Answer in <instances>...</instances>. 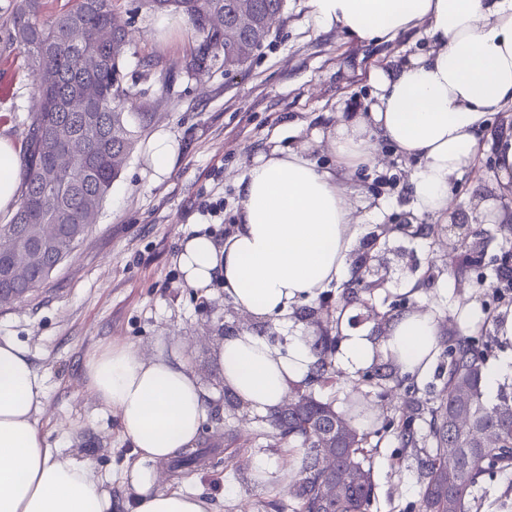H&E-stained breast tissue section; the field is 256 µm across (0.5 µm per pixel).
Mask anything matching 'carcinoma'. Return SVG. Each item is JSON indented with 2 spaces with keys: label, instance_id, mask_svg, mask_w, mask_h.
Segmentation results:
<instances>
[{
  "label": "carcinoma",
  "instance_id": "cac0c4a2",
  "mask_svg": "<svg viewBox=\"0 0 512 512\" xmlns=\"http://www.w3.org/2000/svg\"><path fill=\"white\" fill-rule=\"evenodd\" d=\"M119 0H75L71 8L50 20L41 19L43 0H16L10 15V38L30 60L34 77L50 70V85L37 83L39 106L33 114L27 140L21 201L17 211L0 224V238L10 243L28 229L56 227L46 264H34L23 253L0 254V267L10 262L22 270L19 283L0 278V292L17 288L29 292L50 275V268L67 259L99 216L102 204L119 177L133 145L126 113L119 102L131 96L122 83L126 31L115 22ZM239 0H143L154 13L181 12L198 39L184 69L205 72L210 61L224 52V74L243 67L269 36L268 22L280 13L284 0H249L254 26L240 32L251 46L243 54L224 41V28L235 24ZM107 31L110 37L99 40ZM83 83L93 84L98 97L88 112H70L66 99ZM65 130L75 153L67 160L44 149L43 141ZM55 172L62 190L53 191L43 176ZM358 266L336 304L340 309L363 289ZM337 336L325 328L313 342L317 361L302 384L291 387L290 404L265 417L262 434L270 448H291L296 469L288 500L265 502L270 512H370L375 499L372 438L393 432L402 445L420 458L418 512H471L475 491L490 472L512 469V386L497 401H484L485 344L475 336L451 335L443 356L447 378L440 398L422 403L409 398L401 415L384 417L381 425L361 400L339 412L330 400L316 396L314 387L340 384L331 356ZM391 374L372 367L364 381L385 394Z\"/></svg>",
  "mask_w": 512,
  "mask_h": 512
}]
</instances>
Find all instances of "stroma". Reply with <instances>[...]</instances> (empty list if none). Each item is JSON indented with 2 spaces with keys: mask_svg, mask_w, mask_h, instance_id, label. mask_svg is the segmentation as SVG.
<instances>
[{
  "mask_svg": "<svg viewBox=\"0 0 512 512\" xmlns=\"http://www.w3.org/2000/svg\"><path fill=\"white\" fill-rule=\"evenodd\" d=\"M0 0V136L26 145L31 116L38 108L35 81L17 46L8 42L7 8ZM128 32L123 73L131 90L125 105L135 144L84 241L24 301L0 308V336L26 345L45 377L46 396L39 423L62 461L89 463L113 500L131 498L123 472L134 462L117 418L101 409L84 387L83 364L99 347L129 343L146 356L158 348L185 354L213 411L200 447L235 459L228 467H189L180 478L157 473L155 487L194 491L210 512H257L259 502L284 494L292 480L288 451L262 449L266 428L224 386L216 355L220 336L253 327L271 344L287 348L295 333L317 336L310 309L258 325L226 304L220 291L200 294L184 284L178 243L205 233L223 238L235 223L238 181L255 157L276 146H300L327 133L338 112L363 106L372 69L426 49L423 29L390 42L364 45L337 29L313 21L308 0H285L262 49L241 72L225 76L223 66L193 78L182 68L196 35L193 28L156 31V15L138 0H120L117 14ZM167 131L179 145L169 174L155 178L145 162L149 139ZM379 163L353 178L360 232L353 256L368 255L367 281L374 288L365 302L350 306L348 328L381 341L389 315L416 309L431 313L441 334L459 331L467 311L478 322L470 334L485 336L486 364L512 357L498 326L512 314V290L497 286L504 258L495 213L512 211V192L501 190L491 150H483L473 172L451 190L447 217L416 213L408 197L412 166L378 143ZM464 225L468 247L482 248L483 262L455 277L448 258V227ZM418 281L420 294L407 292ZM366 395L374 414L401 408L405 386L388 399L362 382L360 373L342 372L341 385L321 390L345 409L351 392ZM375 500L371 512H410L419 499L418 462L386 436L374 458ZM472 512H512V471L483 482Z\"/></svg>",
  "mask_w": 512,
  "mask_h": 512,
  "instance_id": "1",
  "label": "stroma"
}]
</instances>
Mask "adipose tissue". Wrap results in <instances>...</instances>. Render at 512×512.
I'll use <instances>...</instances> for the list:
<instances>
[{
	"mask_svg": "<svg viewBox=\"0 0 512 512\" xmlns=\"http://www.w3.org/2000/svg\"><path fill=\"white\" fill-rule=\"evenodd\" d=\"M323 29L358 42H382L424 28L429 53L374 69L364 110L337 115L326 146L338 167L377 161L376 142L415 161L408 184L418 213L447 212L454 179L470 172L489 138L488 117L512 104V0H309ZM20 149L0 137V211L15 209ZM236 224L229 236L183 238L178 264L189 287H220L225 303L262 323L346 280L358 234L352 193L319 169L307 149L273 148L246 166ZM382 347L355 334L340 359L356 370L376 353L410 372L435 349L439 326L427 313L394 318ZM224 385L250 411L270 414L308 374L311 345L292 337L287 350L242 329L218 347ZM87 389L111 410L138 463L129 472L128 512H208L193 492H158L154 466L195 447L212 409L182 353L143 357L130 345H107L85 363ZM45 378L28 349L0 336V512H112V497L85 462L60 461L41 430Z\"/></svg>",
	"mask_w": 512,
	"mask_h": 512,
	"instance_id": "ef3b65f1",
	"label": "adipose tissue"
}]
</instances>
